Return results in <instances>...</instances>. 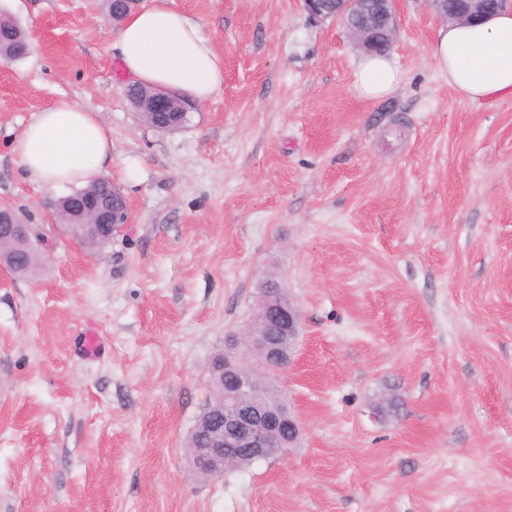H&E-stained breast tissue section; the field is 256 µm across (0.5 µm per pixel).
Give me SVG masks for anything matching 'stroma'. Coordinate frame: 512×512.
Instances as JSON below:
<instances>
[{
  "label": "stroma",
  "instance_id": "1",
  "mask_svg": "<svg viewBox=\"0 0 512 512\" xmlns=\"http://www.w3.org/2000/svg\"><path fill=\"white\" fill-rule=\"evenodd\" d=\"M174 5L224 87L159 131L124 95L106 0H0L32 36L0 62V200L43 258L0 269V512H512V101L456 94L420 0H397L402 81L377 100L298 0ZM61 101L97 110L129 204L94 254L15 151ZM270 272L301 314L271 382L304 435L204 480L183 444L207 365Z\"/></svg>",
  "mask_w": 512,
  "mask_h": 512
}]
</instances>
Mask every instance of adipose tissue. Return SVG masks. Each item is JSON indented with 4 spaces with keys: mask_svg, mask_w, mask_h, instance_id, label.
I'll use <instances>...</instances> for the list:
<instances>
[{
    "mask_svg": "<svg viewBox=\"0 0 512 512\" xmlns=\"http://www.w3.org/2000/svg\"><path fill=\"white\" fill-rule=\"evenodd\" d=\"M116 48L125 75L141 85L175 90L197 102L224 86L223 56L173 0H151L129 15ZM431 52L462 99L489 105L512 101V0L479 24L440 29ZM400 82L388 57L367 55L353 84L360 97L371 100L389 95ZM16 150L44 188L86 186L112 175V138L90 106L59 102L37 112Z\"/></svg>",
    "mask_w": 512,
    "mask_h": 512,
    "instance_id": "adipose-tissue-1",
    "label": "adipose tissue"
}]
</instances>
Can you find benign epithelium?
I'll list each match as a JSON object with an SVG mask.
<instances>
[{"label": "benign epithelium", "instance_id": "benign-epithelium-1", "mask_svg": "<svg viewBox=\"0 0 512 512\" xmlns=\"http://www.w3.org/2000/svg\"><path fill=\"white\" fill-rule=\"evenodd\" d=\"M302 9L314 22L329 20L342 26L366 54L375 52L374 41L378 38L394 42L399 30L396 0H302ZM487 12L486 0H458L455 20L472 21ZM142 90V86L130 85L127 97L141 118H151L150 126L155 129L179 127L181 113L197 107L196 102L168 90L155 88L146 97L141 96ZM68 207L73 223L92 226L103 240L112 239L128 219L127 201L115 187L110 196L73 195ZM0 223L14 225L22 238L33 235L32 227L22 223L13 207L2 201ZM299 326V309L289 297L266 296L259 300L250 324L224 352V385L233 395L224 398L223 410L211 416L209 447L194 459V472L218 476L241 458L255 462L284 456L298 441L302 421L286 407L265 403V379L255 367L270 373L291 364Z\"/></svg>", "mask_w": 512, "mask_h": 512}]
</instances>
